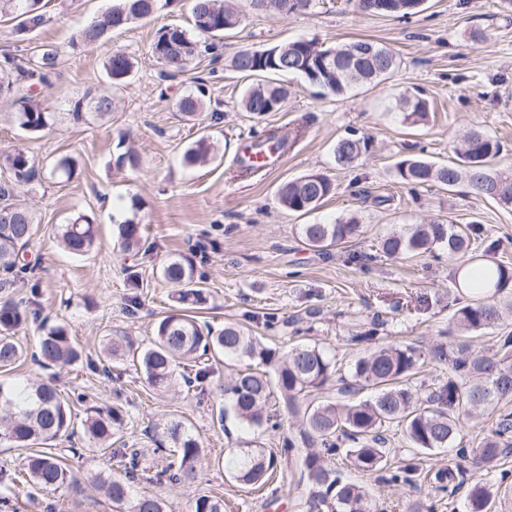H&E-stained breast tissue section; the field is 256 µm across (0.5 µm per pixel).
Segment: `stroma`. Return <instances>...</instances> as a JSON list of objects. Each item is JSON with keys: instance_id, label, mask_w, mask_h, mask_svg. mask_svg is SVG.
Masks as SVG:
<instances>
[{"instance_id": "obj_1", "label": "stroma", "mask_w": 512, "mask_h": 512, "mask_svg": "<svg viewBox=\"0 0 512 512\" xmlns=\"http://www.w3.org/2000/svg\"><path fill=\"white\" fill-rule=\"evenodd\" d=\"M113 0H45L46 22L27 40L16 41L13 24L0 19V58L24 56L38 44L58 47L62 62L49 86L33 95L35 104L55 113L54 128L29 137L14 122L20 106L0 97V158L26 147L36 166L49 168L68 155L77 162L70 181H45L17 200L33 208L40 221L27 252L33 270L0 290L38 310L49 324L65 326L81 354L79 362L46 369L26 358L5 374L8 382L52 383L75 419L86 408H119L125 415L123 442L156 460L158 440L148 427L182 422L204 446L197 478L186 485H144V494L161 496L169 512H189L201 494L224 500V512H309L308 492L287 471H277L272 487H241L225 466L237 442L249 430L224 433L217 409L225 379L239 369L236 361L212 364L209 379L195 390L164 395L147 386L131 360L102 371L100 349L108 331L129 336L147 348L159 319L171 311L172 284L160 278L162 260L189 257L195 276L211 297L197 320L212 329L236 323L253 330L265 344L289 348L295 339L325 347L338 362L353 363L360 347L349 338L360 327L376 326L382 343L416 346L425 359L417 381H446L448 368L428 359L430 348L455 339V311L470 300L452 281L457 260L447 256L409 255L381 258L370 265L353 262L372 253L390 233L432 222L480 228L476 251L493 247L496 260L512 266V208L439 184L412 187L395 175L396 162L411 155L438 164L461 161L465 135L480 130L501 145L493 166L512 171V11L501 0H426L410 20L360 12L355 0H312L289 16L255 12L248 0H234L244 21L219 49V59L195 61L175 77H161L162 66L150 53L155 31L167 24L189 26L192 0H169L153 17L114 31L93 48L71 45L74 32L100 16ZM483 32L480 41L472 32ZM326 46L367 39L390 50L398 66L377 84H358L341 96L318 95L303 78L284 76L288 90L281 109L265 119L251 117L240 99L252 78L234 70L232 58L242 48H263L298 38ZM135 62L125 83L112 85L104 64L113 51ZM111 96L115 107L107 121L73 123L68 112L86 92ZM204 92L205 108L193 121L182 120L178 101ZM422 93L430 112L424 123L408 125L399 109L404 93ZM291 135V143L272 169L243 173L239 158L246 143L262 139L270 128ZM209 135L217 156L196 166L183 161L185 149ZM368 138L367 154L353 167H339L334 147L341 138ZM134 149L138 166L119 163ZM312 172L327 175L336 192L316 210L299 216L284 210L279 190ZM91 215L99 227L100 247L74 256L61 248L59 225L76 213ZM356 216L360 236L329 253L317 252L302 239L298 224H331ZM136 219L148 238V252L129 256L117 234L119 222ZM135 265L139 288H131L124 269ZM138 305H131V298ZM275 318V327L265 325ZM49 451H64L78 481L77 490L42 492L27 484L13 491L12 512H113L96 489L99 479L117 468L104 452L93 450L82 429L50 441ZM462 467L463 489L448 496L434 489L436 470ZM345 477L368 485L378 512H408L419 500L430 512H463L465 487L497 484L490 512H512V454L492 470L461 466L450 452L437 450L419 461L409 485L386 483L382 474L344 468Z\"/></svg>"}]
</instances>
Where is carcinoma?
<instances>
[{
	"label": "carcinoma",
	"instance_id": "obj_1",
	"mask_svg": "<svg viewBox=\"0 0 512 512\" xmlns=\"http://www.w3.org/2000/svg\"><path fill=\"white\" fill-rule=\"evenodd\" d=\"M42 0H0V14L17 19L13 33L18 40L45 22ZM158 0H114L100 19L80 29L72 46L93 47L112 31L135 20L151 16ZM422 0H359L362 11L372 15L409 17L420 12ZM193 31L179 25L157 29L151 43L152 56L171 68L169 76L182 71L190 62L215 50L224 36L242 22V15L228 0H193ZM310 39H297L279 45L275 53L254 48L239 50L232 66L265 81L249 87L241 99L244 111L255 118L282 107L286 88L269 80L284 73L304 78L322 95L340 96L359 83L380 82L393 73L397 60L390 50L366 39L352 40L337 47L336 64L321 66L311 58ZM60 64V53L41 45L24 61L11 56L0 62V95L28 94L45 86ZM134 68L130 56L120 50L106 61L112 83L122 84ZM200 96L188 95L178 102L182 116L191 118L202 111ZM404 121L417 125L427 119L429 105L419 95H405L400 101ZM93 114L97 119L111 117L112 98L85 95L74 101L69 115L79 123ZM15 120L25 131L37 134L52 125L53 115L28 102ZM212 151L210 139L202 136L183 155L189 165L207 160ZM368 151V141L346 137L334 148L336 163L351 167ZM500 152L497 141L478 130L467 133L461 164L437 166L424 158L407 157L395 165L403 182L424 186L441 184L454 187L466 183L475 194L496 204L512 207V172L495 171L490 160ZM11 178L0 183V288L10 287L19 273L27 270L22 251L36 233L37 215L29 207L11 202L14 192L44 179L27 151L17 148L5 156ZM76 170L69 156L57 159L50 176L62 174L71 179ZM335 186L324 174L311 173L284 184L279 190L281 205L292 213L307 214L331 194ZM474 228L455 224H416L406 234L381 238L376 253L367 259L400 258L409 254H431L440 246L448 257L461 261L469 270L467 286L455 282L456 289L468 287L472 299L454 313L457 327L464 333L484 332L499 327L503 310L512 309V269L487 251L473 253L470 233ZM300 232L309 246L327 252L359 236L361 224L351 216L333 224H302ZM123 250L136 255L144 248L141 224L126 220L119 224ZM60 245L75 255H89L98 248L97 229L92 216L79 214L58 232ZM163 279L179 286L175 293L179 308L156 325L151 345L139 352L130 342L109 339L102 350L110 362L130 353L143 372L146 383L165 394L182 386L203 384L212 373L210 360L222 355L245 362L224 384V405L218 422L229 419L265 431L281 428L280 411L300 416L296 434L283 439L281 448L271 451L259 445L240 448L236 453L233 477L251 487L269 484L281 463L291 467L297 482L309 489L311 512H375V501L363 485L346 479L336 468L334 457L345 454L354 469L374 473L390 469L388 433L401 432L411 458L397 467L388 481H411L414 460L455 441L460 419L481 409L495 418L491 435L475 448H459L456 454L471 466L490 469L505 453H512V332L497 336L498 349L492 355H479L471 341L459 339L430 350L431 359L448 365V379L441 385L414 382L421 360L419 350L410 345L387 344L359 357L348 369L336 356L317 345H295L287 350L268 346L252 332L228 323L214 334L190 314L201 309L210 294L195 279L194 264L187 258L168 259L161 268ZM29 311L11 299L0 302V368L9 370L25 358L26 350L14 332L28 318ZM38 361L46 366H64L79 359L77 347L62 325L39 336ZM94 445L111 450L123 474L103 480L101 490L118 512H167L165 500L157 495L138 494L141 482L179 485L196 477L201 441L185 425L172 422L164 434L173 444L171 460L157 467L147 463L138 448H114L112 438L123 432L124 415L118 409L93 411L82 421ZM74 433L71 409L56 389L46 383L30 382L19 391L0 381V441L30 448L20 474H10L0 488V502L10 500L15 481L23 477L42 490L77 489L74 474L64 458L54 452L35 449L65 434ZM459 471L439 469L434 474L436 489L456 488ZM495 495L493 485L475 484L467 494V512H488ZM192 512H224V500L199 495Z\"/></svg>",
	"mask_w": 512,
	"mask_h": 512
}]
</instances>
